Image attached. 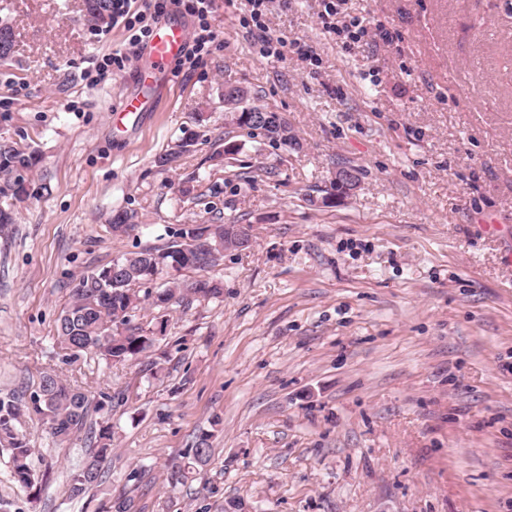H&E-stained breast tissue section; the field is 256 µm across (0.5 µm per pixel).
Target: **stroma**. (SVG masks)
I'll return each instance as SVG.
<instances>
[{
  "label": "stroma",
  "mask_w": 512,
  "mask_h": 512,
  "mask_svg": "<svg viewBox=\"0 0 512 512\" xmlns=\"http://www.w3.org/2000/svg\"><path fill=\"white\" fill-rule=\"evenodd\" d=\"M82 9L0 0L15 32L0 137L38 153L41 189L0 232V392L30 395L55 368L107 401L114 456L70 499L89 441L22 419L43 486L32 499L0 454L10 512H512V5L338 0V27L366 16L391 35L345 45L323 0H290L267 22L314 56L279 62L253 44L246 0H214L218 48L124 132L107 109L138 69L88 85L124 34L95 35ZM228 84L296 145L230 123ZM341 166L359 186L331 201ZM119 209L135 229L111 230ZM202 220L251 241L209 270L221 298L169 307L154 371L67 360L54 336L74 280ZM204 432L207 465L168 484Z\"/></svg>",
  "instance_id": "stroma-1"
}]
</instances>
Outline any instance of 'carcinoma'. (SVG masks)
<instances>
[{
    "mask_svg": "<svg viewBox=\"0 0 512 512\" xmlns=\"http://www.w3.org/2000/svg\"><path fill=\"white\" fill-rule=\"evenodd\" d=\"M86 15L93 21L105 20L112 11L111 0H84ZM33 151L0 139V228L13 223V207L34 195L24 173L36 166ZM237 224H188L172 233L175 240L163 248H146L129 252L112 260V264L85 271L70 289V301L56 324L59 348L77 358L93 355L110 365L149 358L156 333L133 325V313L142 303L163 314L173 304H190L192 300L218 298L224 293L222 282L203 277L189 287L179 281L157 284L169 271L206 272L217 265L219 256L228 249L226 243L237 237ZM147 289H142V286ZM105 404H92L88 394L66 383L58 374L43 371L38 388L25 400L13 393L0 394V447L8 452L12 479L21 487L38 488L39 475L33 464L34 449L19 431L24 413L45 420L52 437L70 443L89 431L95 447L86 453L81 465L71 475L69 497L79 499L106 481L103 463L112 458L114 432L112 424L102 418L88 425L90 412L102 413ZM212 434L203 432L194 448L180 460L166 465L171 484H184L205 466L211 456Z\"/></svg>",
    "mask_w": 512,
    "mask_h": 512,
    "instance_id": "1",
    "label": "carcinoma"
}]
</instances>
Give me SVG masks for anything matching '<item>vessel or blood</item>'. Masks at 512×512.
Listing matches in <instances>:
<instances>
[{
	"mask_svg": "<svg viewBox=\"0 0 512 512\" xmlns=\"http://www.w3.org/2000/svg\"><path fill=\"white\" fill-rule=\"evenodd\" d=\"M189 38L190 29L181 19L173 18L155 26L138 71L139 92L119 98L112 109L113 122L135 120L147 111L168 76L170 64L180 56Z\"/></svg>",
	"mask_w": 512,
	"mask_h": 512,
	"instance_id": "vessel-or-blood-1",
	"label": "vessel or blood"
}]
</instances>
